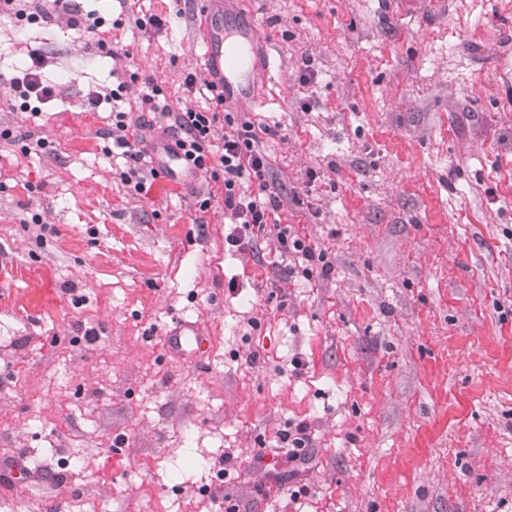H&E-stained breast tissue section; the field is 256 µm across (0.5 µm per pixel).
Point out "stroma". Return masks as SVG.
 I'll return each mask as SVG.
<instances>
[{
  "instance_id": "stroma-1",
  "label": "stroma",
  "mask_w": 512,
  "mask_h": 512,
  "mask_svg": "<svg viewBox=\"0 0 512 512\" xmlns=\"http://www.w3.org/2000/svg\"><path fill=\"white\" fill-rule=\"evenodd\" d=\"M77 3L104 26L0 13V512H512V0L239 6L283 202L242 247L209 175L128 192L88 103L121 79L139 108L153 78L170 144L208 104L197 0ZM35 54L54 95L10 108ZM280 224L333 272H291ZM181 320L204 356L168 345Z\"/></svg>"
}]
</instances>
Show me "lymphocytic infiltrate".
Segmentation results:
<instances>
[{
    "label": "lymphocytic infiltrate",
    "instance_id": "obj_1",
    "mask_svg": "<svg viewBox=\"0 0 512 512\" xmlns=\"http://www.w3.org/2000/svg\"><path fill=\"white\" fill-rule=\"evenodd\" d=\"M41 57H33L32 63L10 83V100L40 102L50 99L54 87L42 69ZM215 111H198L188 108L173 115L176 130L174 153L183 156L185 162L195 170H206L222 178L224 186V207L230 210L236 221L226 241L232 246H242L247 235L264 232L269 218L281 207V197L274 186L265 180L268 167L266 155L260 150L259 140L253 134L249 122L240 119L238 113H219L223 105L221 95H214ZM113 144L120 149L125 168L120 173L121 183L129 191L141 194L147 192L153 180L157 179L156 169L145 168L143 126L130 113L113 110ZM257 182L258 194L242 189L244 181ZM278 239L281 253L300 254L306 262L303 277L332 273L333 266L324 251L312 247L288 227H280Z\"/></svg>",
    "mask_w": 512,
    "mask_h": 512
}]
</instances>
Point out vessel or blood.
<instances>
[{"instance_id":"1","label":"vessel or blood","mask_w":512,"mask_h":512,"mask_svg":"<svg viewBox=\"0 0 512 512\" xmlns=\"http://www.w3.org/2000/svg\"><path fill=\"white\" fill-rule=\"evenodd\" d=\"M231 0H201L196 14L203 67L225 102L254 108L259 99L258 61L267 49L254 24L229 27L227 10ZM154 164L172 179L185 183L195 178L178 155L153 151Z\"/></svg>"}]
</instances>
